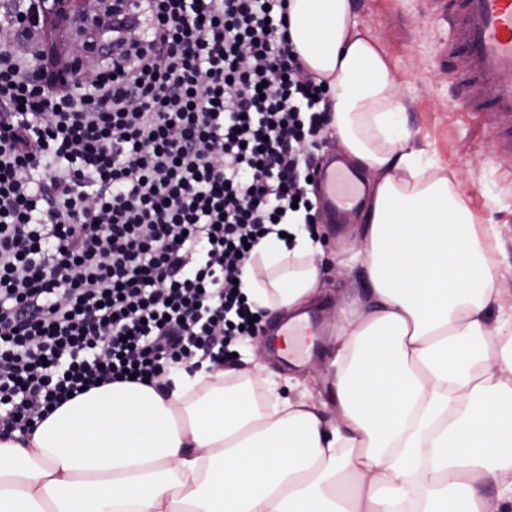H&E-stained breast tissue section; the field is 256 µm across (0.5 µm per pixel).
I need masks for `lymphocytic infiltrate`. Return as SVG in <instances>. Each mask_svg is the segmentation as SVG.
<instances>
[{
  "label": "lymphocytic infiltrate",
  "mask_w": 512,
  "mask_h": 512,
  "mask_svg": "<svg viewBox=\"0 0 512 512\" xmlns=\"http://www.w3.org/2000/svg\"><path fill=\"white\" fill-rule=\"evenodd\" d=\"M38 0H0V419L98 383L230 363L260 328L251 247L300 213L328 90L288 0H104L75 93L34 77Z\"/></svg>",
  "instance_id": "1"
}]
</instances>
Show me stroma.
Here are the masks:
<instances>
[{
    "mask_svg": "<svg viewBox=\"0 0 512 512\" xmlns=\"http://www.w3.org/2000/svg\"><path fill=\"white\" fill-rule=\"evenodd\" d=\"M353 9L360 27L381 46L393 69L416 147L457 173L475 215L481 223L496 225L497 286L503 301L512 300V163L499 157L491 121L461 110L454 80L468 66L463 52L448 50V0H353ZM368 203V198H360L342 220L318 227L323 274L319 300L309 312L322 335L319 349L300 365L278 360L269 351L259 358L268 371L298 378L292 398L329 400L334 320L341 312L369 304L362 265L346 263L361 235Z\"/></svg>",
    "mask_w": 512,
    "mask_h": 512,
    "instance_id": "obj_1",
    "label": "stroma"
}]
</instances>
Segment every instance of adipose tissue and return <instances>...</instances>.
<instances>
[{"mask_svg": "<svg viewBox=\"0 0 512 512\" xmlns=\"http://www.w3.org/2000/svg\"><path fill=\"white\" fill-rule=\"evenodd\" d=\"M290 37L328 81L330 133L374 174L353 257L373 305L335 322L333 404L284 396L237 368L112 383L77 396L27 443L0 440V512H512V307L495 225L456 175L410 144L394 74L352 0H289ZM269 234L247 263L256 308L314 298L320 241ZM498 309L489 322L490 309ZM492 483L496 502L481 492Z\"/></svg>", "mask_w": 512, "mask_h": 512, "instance_id": "adipose-tissue-1", "label": "adipose tissue"}]
</instances>
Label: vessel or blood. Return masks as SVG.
<instances>
[{"mask_svg":"<svg viewBox=\"0 0 512 512\" xmlns=\"http://www.w3.org/2000/svg\"><path fill=\"white\" fill-rule=\"evenodd\" d=\"M455 44L470 60V74L460 80L465 112L493 113L512 122V0H457ZM322 205L328 218L352 202L349 179L336 164L319 170Z\"/></svg>","mask_w":512,"mask_h":512,"instance_id":"obj_1","label":"vessel or blood"}]
</instances>
